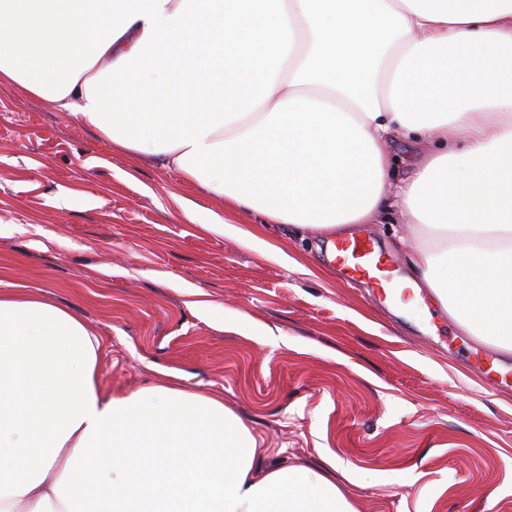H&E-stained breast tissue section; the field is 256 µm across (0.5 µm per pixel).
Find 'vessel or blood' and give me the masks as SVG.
I'll return each mask as SVG.
<instances>
[{
	"mask_svg": "<svg viewBox=\"0 0 512 512\" xmlns=\"http://www.w3.org/2000/svg\"><path fill=\"white\" fill-rule=\"evenodd\" d=\"M332 260L348 279L370 283L381 298L396 304L405 301V289L394 287L390 267L371 239L356 236L337 238Z\"/></svg>",
	"mask_w": 512,
	"mask_h": 512,
	"instance_id": "obj_1",
	"label": "vessel or blood"
}]
</instances>
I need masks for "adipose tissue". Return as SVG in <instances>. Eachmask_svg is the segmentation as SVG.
Segmentation results:
<instances>
[{
  "label": "adipose tissue",
  "instance_id": "obj_1",
  "mask_svg": "<svg viewBox=\"0 0 512 512\" xmlns=\"http://www.w3.org/2000/svg\"><path fill=\"white\" fill-rule=\"evenodd\" d=\"M1 82L244 212L424 225L413 270L512 351V0H0ZM395 135L437 146L396 186ZM100 350L0 289V512H357L335 459L263 466L220 400L105 394Z\"/></svg>",
  "mask_w": 512,
  "mask_h": 512
}]
</instances>
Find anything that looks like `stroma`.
Here are the masks:
<instances>
[{"instance_id":"35a3bbf8","label":"stroma","mask_w":512,"mask_h":512,"mask_svg":"<svg viewBox=\"0 0 512 512\" xmlns=\"http://www.w3.org/2000/svg\"><path fill=\"white\" fill-rule=\"evenodd\" d=\"M218 215L237 223L205 231ZM253 216L155 157L0 83V282L41 292L103 342L114 396L175 375L243 418L267 464L335 458L358 512H512V378L429 289L399 309L348 280L329 238ZM396 283L432 247L417 224H354ZM250 335L238 331L240 321Z\"/></svg>"}]
</instances>
